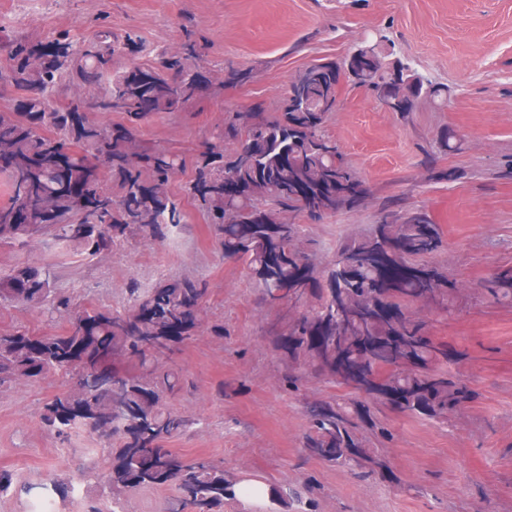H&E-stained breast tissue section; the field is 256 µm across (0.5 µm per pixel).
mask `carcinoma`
I'll list each match as a JSON object with an SVG mask.
<instances>
[{
  "instance_id": "obj_1",
  "label": "carcinoma",
  "mask_w": 512,
  "mask_h": 512,
  "mask_svg": "<svg viewBox=\"0 0 512 512\" xmlns=\"http://www.w3.org/2000/svg\"><path fill=\"white\" fill-rule=\"evenodd\" d=\"M386 35L369 45L371 61L359 69L350 59L315 63L290 82L281 115L261 118L239 112L224 122L214 142L196 159L189 191L206 188L199 201L212 217L224 257L252 271L260 302L281 305L288 296L301 311L288 328L267 327L272 344L306 376L323 377L366 395L381 409L405 417L448 415L463 386L448 370V345L423 337V321L412 309L419 299L448 314L455 297L444 288L448 276L426 265L436 246L432 221L421 207L398 199L381 203L374 233L349 237L336 248L335 269L316 275L312 258L298 245V216L332 215L356 206L364 194L355 172L343 161L336 142L323 130L336 110L333 87L340 78L379 97L397 85L407 91L405 120L416 101L444 103L451 89L416 72L393 51ZM48 61L21 37H0V86L26 89L19 111L0 114V154L13 159L0 167L6 199L0 202V243L20 251L47 238L66 248L78 245L92 257L111 255L133 235L164 241L169 227L184 220L169 185L185 161L140 143L135 130L150 119L139 111L150 101L157 112L174 108L203 88L196 69L194 42L146 71L137 80L121 76L101 96L57 108L51 103L62 71L70 69L89 88L109 80L116 50L101 42L63 39ZM124 112L131 126L120 138L96 121L76 124L74 112L87 104ZM51 129L53 144L41 135ZM78 151L59 166L57 148L65 142ZM438 148L461 150V139L444 130ZM107 171L116 192L99 190ZM362 270L356 280L344 268ZM501 304H512V273L493 276L486 285ZM206 288L184 279L155 288H129L123 310L82 305L55 286L54 266L23 260L0 276V304L40 310L52 321L64 320L61 333L48 337L40 355L26 351L24 330L0 333V387L57 374L64 390L45 404L46 425L59 434L82 431L108 441V487H168L175 493L173 512H224V500L238 494L235 476L224 464L204 458L183 460L167 448L170 438L197 421L168 406L183 388L168 366L170 336H189L199 325ZM112 345L130 356L128 365L107 370L94 359L100 346ZM347 398L313 406L305 451L334 466L363 476L358 447L359 423Z\"/></svg>"
}]
</instances>
